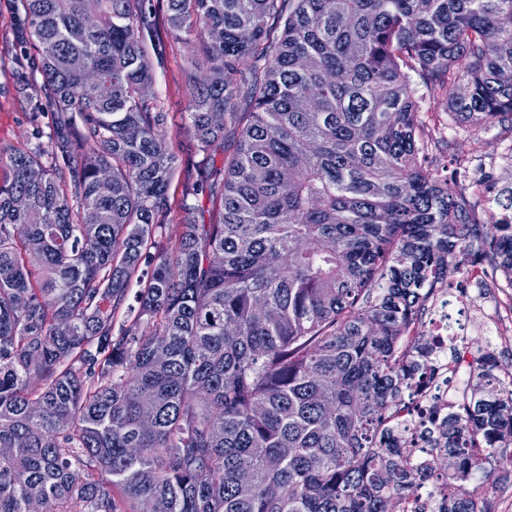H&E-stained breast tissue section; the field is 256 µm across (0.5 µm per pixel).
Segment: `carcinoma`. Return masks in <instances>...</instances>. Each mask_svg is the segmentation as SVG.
<instances>
[{
  "label": "carcinoma",
  "instance_id": "1",
  "mask_svg": "<svg viewBox=\"0 0 512 512\" xmlns=\"http://www.w3.org/2000/svg\"><path fill=\"white\" fill-rule=\"evenodd\" d=\"M148 2L20 0L52 130L0 152V512H396L403 338L463 259L512 288V186L493 221L432 175L411 76L512 131V0H167L212 197L173 244ZM441 430L438 512H488L468 477L512 447V370Z\"/></svg>",
  "mask_w": 512,
  "mask_h": 512
}]
</instances>
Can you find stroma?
<instances>
[{
	"label": "stroma",
	"mask_w": 512,
	"mask_h": 512,
	"mask_svg": "<svg viewBox=\"0 0 512 512\" xmlns=\"http://www.w3.org/2000/svg\"><path fill=\"white\" fill-rule=\"evenodd\" d=\"M17 0H0V149L32 148L47 142L50 117L40 123L31 119L32 104L29 88L41 76L18 40L15 29ZM163 56L155 66L156 81L152 91L164 104L165 131L171 150L178 158L179 167L168 192V206L162 221L163 239L177 240L185 220L183 204L210 209L205 194L190 195L189 187L196 178L199 157L194 141L186 128V86L188 84V59L193 53L191 44L175 39L170 34L162 36ZM422 111L438 113L446 130L445 143L433 152L432 170L447 175L449 179L467 187L483 186L491 182L512 184V165L501 164L502 154L512 147V135L500 133L491 126L473 131L453 122L446 111V101L419 89ZM444 280L448 286V312L459 319L466 335V343L473 354L493 350L500 364L512 363V349L498 346L483 322L474 314L473 289L467 286V277L456 268H449Z\"/></svg>",
	"instance_id": "obj_1"
}]
</instances>
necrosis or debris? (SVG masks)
<instances>
[{"label": "necrosis or debris", "mask_w": 512, "mask_h": 512, "mask_svg": "<svg viewBox=\"0 0 512 512\" xmlns=\"http://www.w3.org/2000/svg\"><path fill=\"white\" fill-rule=\"evenodd\" d=\"M448 292L439 289L426 311L423 329H412L426 357L432 358V375L423 385L409 389L406 405L397 411V427L391 442L409 453L414 472L422 479L420 491L406 503L408 512H437V492L432 487L430 461L435 455L433 430L449 409L459 407L467 396L472 377L473 356L463 334L448 328Z\"/></svg>", "instance_id": "obj_1"}]
</instances>
